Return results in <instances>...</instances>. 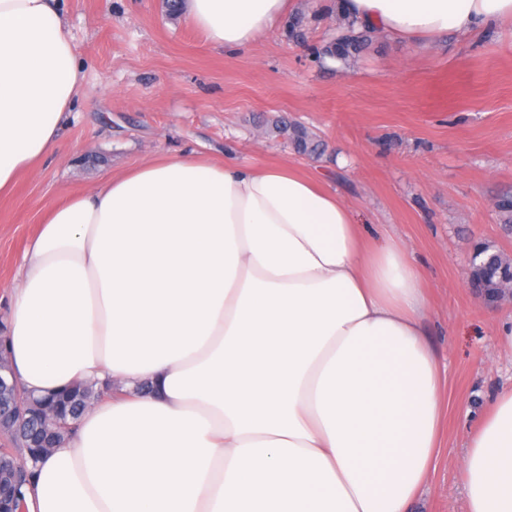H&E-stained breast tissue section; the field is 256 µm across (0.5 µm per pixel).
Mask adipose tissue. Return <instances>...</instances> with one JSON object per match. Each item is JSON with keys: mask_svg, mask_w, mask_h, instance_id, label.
<instances>
[{"mask_svg": "<svg viewBox=\"0 0 512 512\" xmlns=\"http://www.w3.org/2000/svg\"><path fill=\"white\" fill-rule=\"evenodd\" d=\"M293 0H187L237 52ZM415 46L512 33V0H341ZM81 82L58 0H0V193L56 147ZM421 273L304 170L162 156L51 204L12 293L38 394L109 378L38 470L29 512H416L443 377ZM467 512H512V389L463 460Z\"/></svg>", "mask_w": 512, "mask_h": 512, "instance_id": "adipose-tissue-1", "label": "adipose tissue"}]
</instances>
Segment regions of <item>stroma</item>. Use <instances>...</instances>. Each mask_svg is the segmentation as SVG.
Here are the masks:
<instances>
[{
    "instance_id": "obj_1",
    "label": "stroma",
    "mask_w": 512,
    "mask_h": 512,
    "mask_svg": "<svg viewBox=\"0 0 512 512\" xmlns=\"http://www.w3.org/2000/svg\"><path fill=\"white\" fill-rule=\"evenodd\" d=\"M171 0H60L82 88L58 149L0 196V318L46 209L164 155L197 151L294 165L327 180L371 240L392 237L423 273L428 339L444 376L441 449L418 512H465L467 434L512 386V299L487 306L469 280L475 247L512 256L494 203L512 192V43L492 32L412 48L386 34L350 64L321 63L336 0H297L305 38L286 27L224 52ZM325 144L316 160L273 120Z\"/></svg>"
}]
</instances>
